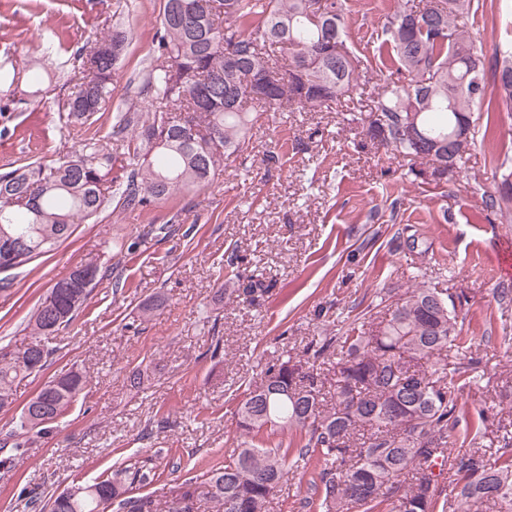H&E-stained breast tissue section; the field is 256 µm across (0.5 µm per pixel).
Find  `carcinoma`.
Instances as JSON below:
<instances>
[{
	"label": "carcinoma",
	"instance_id": "obj_1",
	"mask_svg": "<svg viewBox=\"0 0 512 512\" xmlns=\"http://www.w3.org/2000/svg\"><path fill=\"white\" fill-rule=\"evenodd\" d=\"M163 0L156 51L141 90L112 124L110 138L137 159L129 166L88 134L53 163H29L0 172V258L18 240L24 246L0 271L21 267L68 239L75 221L98 216L110 197L144 210L178 193L207 186L226 161L249 151L250 130L265 109L322 108L349 97L371 70L345 47L343 0ZM484 4L475 0H401L384 25L396 70L383 76L367 135L379 146L412 158L448 152V139L466 134L438 176L459 172L474 142L476 112L512 111V56L491 67L499 92L485 102L486 69L465 19ZM131 32L108 27L80 64L81 77L66 100L67 117L89 121L112 97V72ZM46 59L0 65V114L30 96ZM99 282L96 264L79 265L52 286L33 312L32 341L0 346V410L14 404V384L43 369L52 355L42 340L69 325ZM396 309L368 328L309 343L318 360L336 350L334 383L291 358L268 366L238 404L240 448L203 479L158 499L143 489L164 473L158 453H145L93 482L76 480L45 498L26 491L31 512H197L207 501L216 512H267L294 461L317 454L323 467L317 512H446L432 468L440 457L452 471L459 512L493 506L512 512V432L488 451L448 446L458 424V391L481 368L478 356L448 362L465 347L454 297L435 288L406 291ZM86 384L84 372L56 375L28 405H44L37 422L21 409L11 435H46ZM299 432L298 448H260L259 434Z\"/></svg>",
	"mask_w": 512,
	"mask_h": 512
}]
</instances>
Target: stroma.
<instances>
[{
  "instance_id": "stroma-1",
  "label": "stroma",
  "mask_w": 512,
  "mask_h": 512,
  "mask_svg": "<svg viewBox=\"0 0 512 512\" xmlns=\"http://www.w3.org/2000/svg\"><path fill=\"white\" fill-rule=\"evenodd\" d=\"M397 3L346 0L349 47L383 69L391 61L379 33ZM161 9L162 0H0V60L37 57L50 46L74 66L104 26L123 23L132 39L96 124L105 136L140 95ZM469 23L484 62L512 51V0H494ZM68 92L65 80L41 79L26 104L0 115V166L71 149L84 128L59 117ZM368 122V113L343 102L324 112L263 113L249 153L230 159L209 186L144 211L109 200L52 251L7 271L0 343L15 348L31 341L28 320L56 280L91 261L102 278L85 310L46 337L54 350L47 366L17 384L13 409L0 410L2 444L17 407L55 374L75 365L87 376L56 428L19 436L26 454L0 468V512H29L22 488L55 494L147 449L181 462L153 492L177 490L234 453L235 398L268 364L301 358L314 337L341 335L421 286L461 298L465 350L483 359L461 393L463 425L448 440L461 443L464 424L482 421L480 447H497L499 426L512 425V269L503 254L512 244V204L490 211L484 199L512 173V112L477 120L475 146L446 181L427 161L373 143ZM272 149L283 167L268 164ZM230 251L240 257L233 267ZM242 278L257 287L253 303L232 293ZM222 287L229 293L219 305ZM157 293L164 305L143 319L140 303ZM136 369L144 374L137 392L127 382ZM321 468L318 457L299 459L268 512H303Z\"/></svg>"
}]
</instances>
